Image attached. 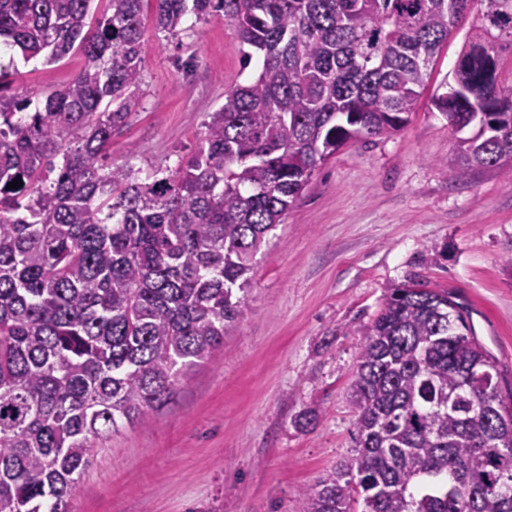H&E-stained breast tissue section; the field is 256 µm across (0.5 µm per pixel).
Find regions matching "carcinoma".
Returning <instances> with one entry per match:
<instances>
[{
	"instance_id": "cac0c4a2",
	"label": "carcinoma",
	"mask_w": 512,
	"mask_h": 512,
	"mask_svg": "<svg viewBox=\"0 0 512 512\" xmlns=\"http://www.w3.org/2000/svg\"><path fill=\"white\" fill-rule=\"evenodd\" d=\"M480 33L431 105L452 175L512 173V0H154L153 29L222 15L260 71L174 169L107 165L142 105L144 0H0V44L84 67L0 95V512H69L93 448L170 404L224 347L249 272L317 168L410 121L473 2ZM19 180V189L8 183ZM353 454L299 512H512V400L448 289L394 288L362 330Z\"/></svg>"
}]
</instances>
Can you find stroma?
<instances>
[{"mask_svg":"<svg viewBox=\"0 0 512 512\" xmlns=\"http://www.w3.org/2000/svg\"><path fill=\"white\" fill-rule=\"evenodd\" d=\"M83 64L78 53L53 64L0 56L11 91L35 99ZM255 74L223 17H188L174 38L147 30L143 107L108 162L142 178L177 167L225 91ZM454 141L425 95L400 132L322 165L258 255L223 351L171 404L99 443L70 512H297L299 493L354 446L361 329L390 288L413 280L469 304L512 393V174L449 175L440 161ZM310 410L317 422L301 426Z\"/></svg>","mask_w":512,"mask_h":512,"instance_id":"35a3bbf8","label":"stroma"}]
</instances>
